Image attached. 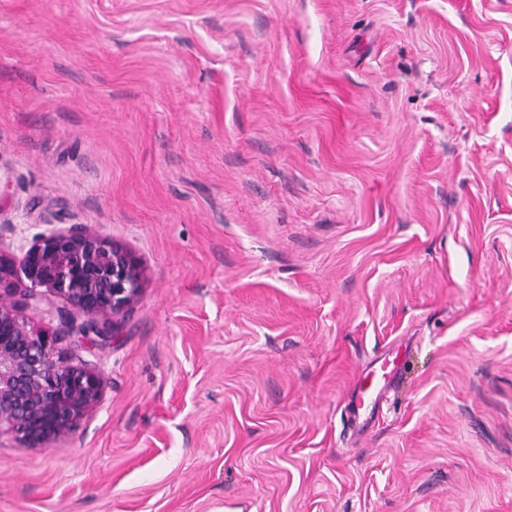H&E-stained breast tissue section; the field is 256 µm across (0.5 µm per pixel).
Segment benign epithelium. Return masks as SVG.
<instances>
[{
  "label": "benign epithelium",
  "mask_w": 512,
  "mask_h": 512,
  "mask_svg": "<svg viewBox=\"0 0 512 512\" xmlns=\"http://www.w3.org/2000/svg\"><path fill=\"white\" fill-rule=\"evenodd\" d=\"M144 270L126 249L83 228L40 234L18 259L0 254V434L20 448L72 440L98 406L101 372L74 365L63 337L76 331L90 345L104 336L99 320L117 318L139 294ZM66 302L61 329L36 332L24 313L44 295ZM83 317L75 325V315Z\"/></svg>",
  "instance_id": "benign-epithelium-1"
}]
</instances>
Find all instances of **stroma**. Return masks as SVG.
I'll list each match as a JSON object with an SVG mask.
<instances>
[{
    "instance_id": "obj_1",
    "label": "stroma",
    "mask_w": 512,
    "mask_h": 512,
    "mask_svg": "<svg viewBox=\"0 0 512 512\" xmlns=\"http://www.w3.org/2000/svg\"><path fill=\"white\" fill-rule=\"evenodd\" d=\"M73 227L145 278L0 512H512V0H0V252ZM395 369L394 360L390 361L385 358L378 367L360 378L359 391L355 398L357 413L359 410L367 409L371 404L375 405L387 387L389 380L395 375Z\"/></svg>"
}]
</instances>
